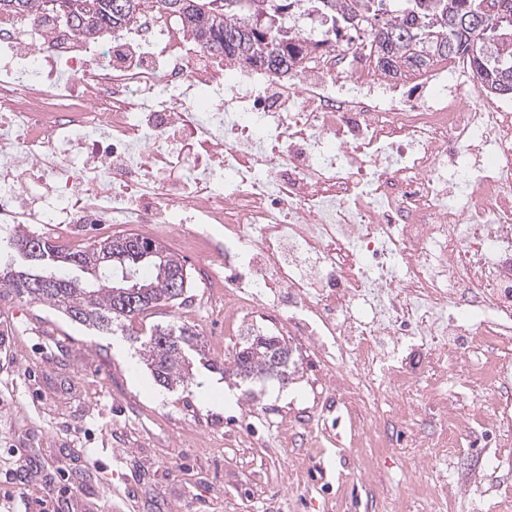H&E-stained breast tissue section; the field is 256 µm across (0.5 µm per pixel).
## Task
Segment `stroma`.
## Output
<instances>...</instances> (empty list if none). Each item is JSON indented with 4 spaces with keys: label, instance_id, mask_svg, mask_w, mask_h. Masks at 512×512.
<instances>
[{
    "label": "stroma",
    "instance_id": "35a3bbf8",
    "mask_svg": "<svg viewBox=\"0 0 512 512\" xmlns=\"http://www.w3.org/2000/svg\"><path fill=\"white\" fill-rule=\"evenodd\" d=\"M209 289L192 283L147 324L199 332L206 363L165 389L129 338L101 336L48 306L0 301V512H26L45 488L77 512H432L412 487L432 483L443 463L433 447L443 431L425 403L428 357L410 363L419 384L411 421L395 411L385 379L366 409L330 398L315 341L291 337L296 371L288 383L235 385L224 363L240 330L223 317L200 324L188 307ZM222 379L233 403L207 404L202 377ZM442 390L461 415L491 410L492 393L466 371ZM463 479L446 512H500L512 499V471L488 467L503 450L487 429L458 442ZM27 459L29 480L19 477Z\"/></svg>",
    "mask_w": 512,
    "mask_h": 512
}]
</instances>
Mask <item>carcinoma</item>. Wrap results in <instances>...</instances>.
<instances>
[{"mask_svg": "<svg viewBox=\"0 0 512 512\" xmlns=\"http://www.w3.org/2000/svg\"><path fill=\"white\" fill-rule=\"evenodd\" d=\"M165 12L192 35V43L240 66L258 68L279 63L281 74L298 72L303 45L295 42L285 20L290 0H125L126 10L113 11V0H0V13L27 15L44 4L52 17L68 16L77 33L100 35L106 28L122 29L146 7ZM324 12L340 13L346 31L354 32L346 44L362 34L370 43L390 42L389 60L377 71L391 77L428 68L441 59H468L481 88L496 91L512 88V0H316ZM268 15L259 25L258 11ZM485 12L489 21L475 27L471 18ZM124 239L140 240L161 249V254L138 262L113 249L107 239L95 247L65 248L24 230H18L11 245L21 252L38 243L42 261H30L19 269H0V299L17 297L44 304L70 321L113 334L121 331L140 344L144 365L154 381L173 388L189 377V352L202 350L199 334L182 325L138 327L148 312L181 298L190 286V274L182 258L150 238L127 233ZM66 265L80 271L76 276H53L51 269ZM133 283L145 288L151 302L134 312L117 310L115 279L123 269ZM183 288H173L175 275ZM284 337L258 333L234 349L224 373L242 383L273 377L285 381L294 361L273 368L266 358V346Z\"/></svg>", "mask_w": 512, "mask_h": 512, "instance_id": "1", "label": "carcinoma"}]
</instances>
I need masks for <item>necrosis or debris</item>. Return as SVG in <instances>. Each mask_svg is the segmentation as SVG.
<instances>
[{
    "label": "necrosis or debris",
    "mask_w": 512,
    "mask_h": 512,
    "mask_svg": "<svg viewBox=\"0 0 512 512\" xmlns=\"http://www.w3.org/2000/svg\"><path fill=\"white\" fill-rule=\"evenodd\" d=\"M368 51L319 45L284 81L155 9L112 41L0 14V227L144 225L208 267L228 328L286 289L284 327L324 337L330 388L360 404L375 375L415 385L384 337L428 348L453 474L457 436L485 415L459 418L442 382L474 348L512 427V99L481 92L466 59L405 88Z\"/></svg>",
    "instance_id": "necrosis-or-debris-1"
}]
</instances>
